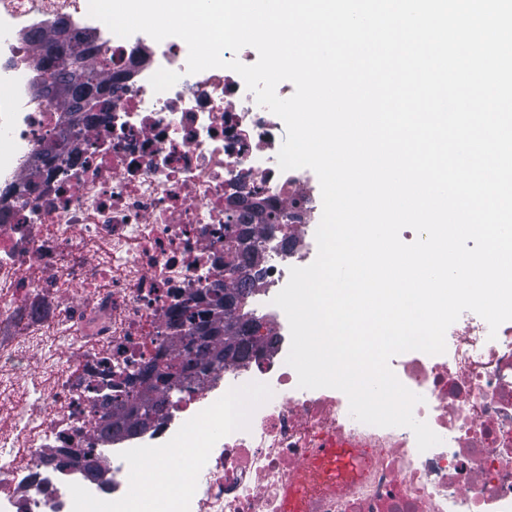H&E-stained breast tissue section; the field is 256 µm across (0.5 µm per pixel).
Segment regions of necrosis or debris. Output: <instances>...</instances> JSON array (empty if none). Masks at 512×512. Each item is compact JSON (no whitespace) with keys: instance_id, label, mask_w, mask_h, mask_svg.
I'll use <instances>...</instances> for the list:
<instances>
[{"instance_id":"necrosis-or-debris-1","label":"necrosis or debris","mask_w":512,"mask_h":512,"mask_svg":"<svg viewBox=\"0 0 512 512\" xmlns=\"http://www.w3.org/2000/svg\"><path fill=\"white\" fill-rule=\"evenodd\" d=\"M88 4L0 0V512H512V321L493 333L466 311L444 353L396 359L397 378L423 398L415 418L442 439L424 452L409 428L353 418L341 391L299 388L272 300L309 263L321 210L311 176L280 170L285 130L237 73H187L183 40L119 37ZM61 20L105 63L112 110L77 130L76 164L36 178L34 157L66 126L35 66ZM239 197L276 215L250 239L264 253L247 271L254 355L172 395L146 440L98 441L102 403L121 414L139 365L176 358L174 312L236 282ZM72 334L83 342L74 359L59 349ZM35 364L44 373L33 378ZM22 390L30 409L17 405ZM192 418L207 421L194 443L204 478L144 497L133 470L187 445ZM336 438L351 460L339 470L315 456ZM55 448L92 451L102 478L39 471Z\"/></svg>"}]
</instances>
